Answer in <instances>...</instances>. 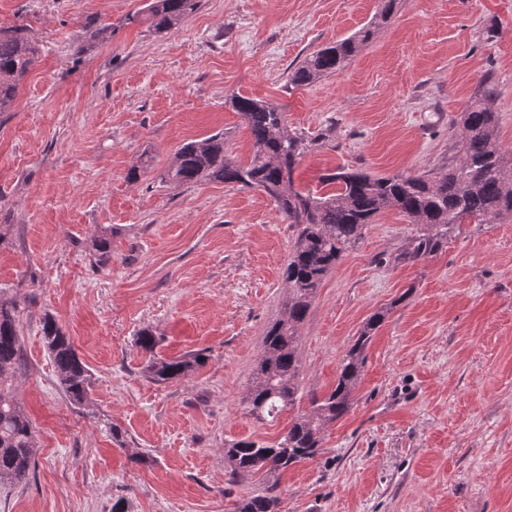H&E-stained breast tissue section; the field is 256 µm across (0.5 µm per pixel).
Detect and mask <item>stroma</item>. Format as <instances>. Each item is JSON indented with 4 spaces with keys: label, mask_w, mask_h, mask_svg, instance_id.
<instances>
[{
    "label": "stroma",
    "mask_w": 512,
    "mask_h": 512,
    "mask_svg": "<svg viewBox=\"0 0 512 512\" xmlns=\"http://www.w3.org/2000/svg\"><path fill=\"white\" fill-rule=\"evenodd\" d=\"M145 3L0 0V27L26 25L41 49L0 112V299L18 309L14 389L36 444L28 479L0 486V512H235L272 484L279 512H512V214L459 225L420 259L408 253L422 225L388 210L366 226L299 329L305 411L385 313L351 411L324 429L321 455L238 479L226 448L276 441L292 417H256L248 395L297 230L263 191L163 179L183 143L217 132L249 160L233 95L285 112L304 144L295 186L315 196L339 169L446 170L484 84L512 153V0H396L385 23L381 0H200L164 33ZM366 26L339 71L289 85ZM48 315L91 374L83 404L59 386ZM197 353L188 376L145 375L149 357Z\"/></svg>",
    "instance_id": "1"
}]
</instances>
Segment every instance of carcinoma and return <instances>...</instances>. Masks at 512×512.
<instances>
[{"instance_id": "carcinoma-1", "label": "carcinoma", "mask_w": 512, "mask_h": 512, "mask_svg": "<svg viewBox=\"0 0 512 512\" xmlns=\"http://www.w3.org/2000/svg\"><path fill=\"white\" fill-rule=\"evenodd\" d=\"M197 5L198 0H150L145 11L156 31L167 32L181 24ZM371 35L372 30L364 28L314 52L288 75V83L308 86L335 73ZM36 54L25 27L0 29V112L13 106L19 84ZM492 96V89L485 85L482 94L466 107L459 157L448 163L447 172L376 177L338 171L324 177L329 191L320 197L294 188L300 139L288 132L285 113L271 102L238 95L230 99L251 135L253 152L248 162L239 163L226 154L220 132L188 141L178 149L164 180L181 185L209 180L261 189L276 202L283 220L298 227L297 241L284 269L288 286L285 316L274 322L264 337L263 355L248 396L254 413L270 416L294 408L299 391V327L323 279L378 214L395 209L426 227V232L414 238L409 253V258L419 259L437 252L459 224L473 220L491 223L512 213V160L495 138V113L488 106ZM95 251L98 263L110 261L108 234L99 236ZM385 317L383 312L370 317L342 356L335 387L320 397L311 396L310 409L297 414L276 442L242 440L227 448L234 477L244 478L261 470L274 474L321 454V433L350 411L366 345ZM42 334L62 390L71 402L83 403L90 378L70 338L50 316L43 320ZM21 361L15 304L0 300V485L26 481L33 465L30 421L12 393V380ZM201 364L199 354L153 358L145 373L161 384L187 376ZM278 503L279 496L270 488L263 495L240 501L235 512H278Z\"/></svg>"}]
</instances>
